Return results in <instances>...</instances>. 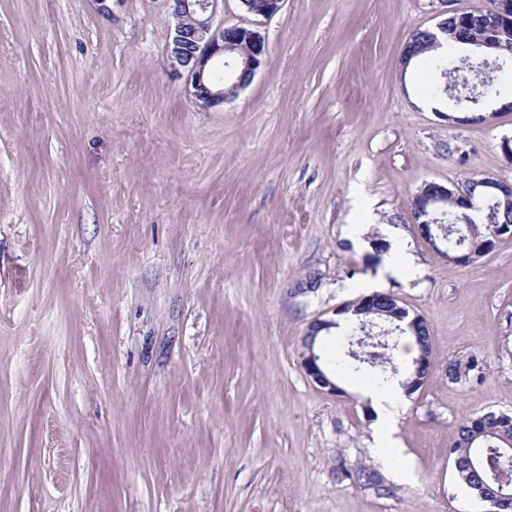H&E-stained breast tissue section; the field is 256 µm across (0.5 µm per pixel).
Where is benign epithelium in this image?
Masks as SVG:
<instances>
[{
	"mask_svg": "<svg viewBox=\"0 0 512 512\" xmlns=\"http://www.w3.org/2000/svg\"><path fill=\"white\" fill-rule=\"evenodd\" d=\"M175 25L167 46V56L173 67L187 73L193 95L207 106H218L236 95L258 69L266 54L264 38L254 29L243 26L216 25L213 19L224 0H164ZM487 14L492 20L487 35L473 34V12L451 10L448 19L469 33L466 43L476 49L507 50L512 47V0H495ZM475 184L483 187L482 205L474 203L471 184L465 180L451 186L434 181L424 183L413 195L411 209L422 238L432 247L443 232L438 215L448 206H462L484 213L486 238L471 244L469 255L492 250L497 237L496 224L500 207L512 206V183L493 177H482ZM392 303L395 317L407 312L398 297L388 292H373L343 306L339 313L356 315L382 302ZM301 367L309 381L324 391L336 393V383L328 376L319 356L305 348L301 352Z\"/></svg>",
	"mask_w": 512,
	"mask_h": 512,
	"instance_id": "1",
	"label": "benign epithelium"
}]
</instances>
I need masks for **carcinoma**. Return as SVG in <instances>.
<instances>
[{"mask_svg":"<svg viewBox=\"0 0 512 512\" xmlns=\"http://www.w3.org/2000/svg\"><path fill=\"white\" fill-rule=\"evenodd\" d=\"M448 34L446 41L435 46L433 33L427 29L416 30L411 38L412 54L420 58V64L428 71L426 92L432 99H439L448 94L446 80L457 73L468 70L474 75V80L468 79L456 83L454 91L467 94L482 100L495 94L512 96V51L502 54V60L496 62L490 69L479 64H468L458 60V42L453 38L456 27L453 22H446ZM448 231L443 244L448 255H458L466 250L472 237L484 238L483 228L475 223L471 226L464 223L456 208L450 207L440 218ZM381 311L366 316V319L379 326L398 327L391 333L392 345H397L403 334L411 333L416 339L418 352H431L430 336L425 326L412 330L405 329L406 321L397 320ZM312 348L321 353L331 370L336 375L353 371L374 389L390 386L388 366L391 357L386 355L380 360H353L342 352L340 345L326 340V336H312ZM473 372H480L478 359L470 357L467 360L454 358L448 361V378L453 381H463L470 378ZM448 458L453 460L456 475L476 496L485 502L489 512H512V414L502 411H488L475 417H465L460 420L454 442L448 448ZM341 477L358 485L374 489L381 497L392 495V488L381 485L377 473L364 465L351 467L341 466Z\"/></svg>","mask_w":512,"mask_h":512,"instance_id":"carcinoma-1","label":"carcinoma"}]
</instances>
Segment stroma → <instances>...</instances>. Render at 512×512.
<instances>
[{"label":"stroma","mask_w":512,"mask_h":512,"mask_svg":"<svg viewBox=\"0 0 512 512\" xmlns=\"http://www.w3.org/2000/svg\"><path fill=\"white\" fill-rule=\"evenodd\" d=\"M442 11L224 0L216 23L267 51L208 108L167 58L163 0H0V512H485L448 448L461 417L512 413V235L453 266L410 203L429 181L511 182L512 111L415 105L403 51ZM396 240L412 272L387 269ZM370 286L434 349L383 458L357 377L332 395L300 364L310 324ZM472 355L482 378L450 380ZM341 477L358 485L373 488L375 493L381 497L391 496L392 488L387 485H381L377 480V473L364 465H353L347 468L344 464L341 466Z\"/></svg>","instance_id":"1"}]
</instances>
